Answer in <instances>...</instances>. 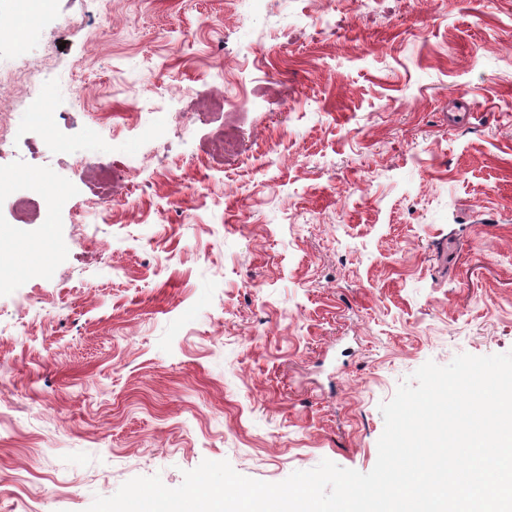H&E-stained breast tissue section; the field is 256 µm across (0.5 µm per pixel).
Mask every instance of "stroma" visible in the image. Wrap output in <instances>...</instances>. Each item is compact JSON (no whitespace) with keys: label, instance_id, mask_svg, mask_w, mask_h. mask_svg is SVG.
I'll use <instances>...</instances> for the list:
<instances>
[{"label":"stroma","instance_id":"35a3bbf8","mask_svg":"<svg viewBox=\"0 0 512 512\" xmlns=\"http://www.w3.org/2000/svg\"><path fill=\"white\" fill-rule=\"evenodd\" d=\"M0 67V512L366 473L416 369L512 351V0H52ZM39 94L41 102L29 112V116L33 124L37 126H47L50 125L55 118L48 101L53 96V90L48 87H40Z\"/></svg>","mask_w":512,"mask_h":512}]
</instances>
